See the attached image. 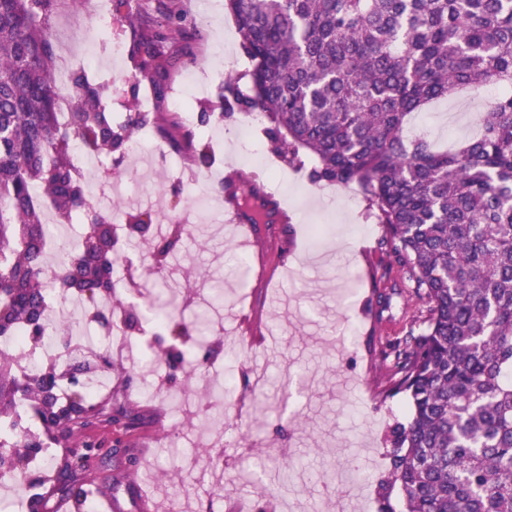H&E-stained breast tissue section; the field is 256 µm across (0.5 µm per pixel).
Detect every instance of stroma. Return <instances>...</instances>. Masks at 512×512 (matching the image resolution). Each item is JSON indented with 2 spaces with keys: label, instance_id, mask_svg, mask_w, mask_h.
Masks as SVG:
<instances>
[{
  "label": "stroma",
  "instance_id": "35a3bbf8",
  "mask_svg": "<svg viewBox=\"0 0 512 512\" xmlns=\"http://www.w3.org/2000/svg\"><path fill=\"white\" fill-rule=\"evenodd\" d=\"M182 15L195 24L197 37L187 57L155 72L152 108L163 129V140L147 159L146 171L116 168L106 162L105 187L94 203L109 211L117 196H125L124 212L134 215L149 209L155 228L184 224L183 236L166 275L181 284L195 273V296L185 302L193 315L211 298L214 281L224 283V302L217 315L223 323V341L213 345L210 386L224 385L223 405L198 392L184 393L188 412L178 415L168 397L179 390L183 369H161L164 389L139 397V407L151 422L134 431L101 428L85 432L84 440L120 445L121 455L106 463H91L79 476L88 494L84 512H99L102 499L117 502L121 512H143L145 487L140 474L130 473L128 457L145 453V466L159 487L166 512H206L208 503L244 501L252 512H269L281 503L286 512H336L338 487H356L355 512H376L370 483L352 482L348 469L356 465L368 475L385 469L384 437L388 423L407 412L404 397L379 399L389 365L382 357L388 339L402 335L407 324L421 316L423 307L408 298H393L389 310L367 325L358 317L359 304L372 282L389 283L397 271L380 246L383 227L365 221V201L357 186L312 184L306 172L280 164L281 184L276 198L294 215L292 225L261 224L260 248L281 245L273 269L266 271L264 286L256 275L238 279L232 256L239 249L229 227L215 207H197L199 194L218 197L223 189L216 172L241 170L266 182L250 156L234 137L245 125L242 115L225 117L217 106V93L225 78L242 72L246 61L233 18L224 0H174ZM102 0H58L50 19L55 59L69 57L75 72L89 80L112 85L113 111H126L139 101L125 76L133 68L126 54L110 57L112 43L128 51L141 36L138 26L113 15L107 26L93 23ZM100 51L97 69L84 70L87 44ZM197 70L202 88L193 95L190 128L197 142L211 154L209 171L197 172L195 182L169 178L170 152L182 135L172 127L178 114L171 101L184 76ZM468 94L442 99L414 113L407 125L411 135L427 137L440 150L452 149L474 137L481 115L469 110ZM256 294L253 312L270 322L273 336L256 345L236 326L234 313L241 296ZM177 442H169L174 428ZM290 448L303 460L304 470L288 487L278 485V473L268 469L256 479L244 478L255 458L277 460L275 444Z\"/></svg>",
  "mask_w": 512,
  "mask_h": 512
}]
</instances>
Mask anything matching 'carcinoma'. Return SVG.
<instances>
[{
    "label": "carcinoma",
    "instance_id": "obj_1",
    "mask_svg": "<svg viewBox=\"0 0 512 512\" xmlns=\"http://www.w3.org/2000/svg\"><path fill=\"white\" fill-rule=\"evenodd\" d=\"M57 0H0V337L22 331L37 343L48 331L67 350L71 331L54 306L70 299L96 309L107 325L137 283L116 277L114 230L120 204L90 205L86 178L70 163L73 145L106 159L125 152L151 120L112 119L109 85L75 76L70 112H57L49 18ZM145 34L134 45V81L162 67V49L191 38L168 0H111ZM247 62L224 80V101L267 120L271 150L310 166L314 183H358L368 215L399 271L375 291L383 310L405 286L425 308L389 346L382 398L403 395L408 413L386 429L385 473L374 480L379 512H512V0H225ZM494 82L502 92L480 133L451 152L404 135L408 118L435 100ZM86 216L78 241L49 263L56 224ZM155 223L146 210L125 225L129 239ZM183 224L156 239L151 292L139 321L208 342V311L190 321L168 297L164 275ZM26 400L47 434L66 440L103 412L75 392L64 401L48 362L18 370L0 351V420ZM6 451L18 471L35 442L24 431ZM64 458L60 492L83 494Z\"/></svg>",
    "mask_w": 512,
    "mask_h": 512
}]
</instances>
